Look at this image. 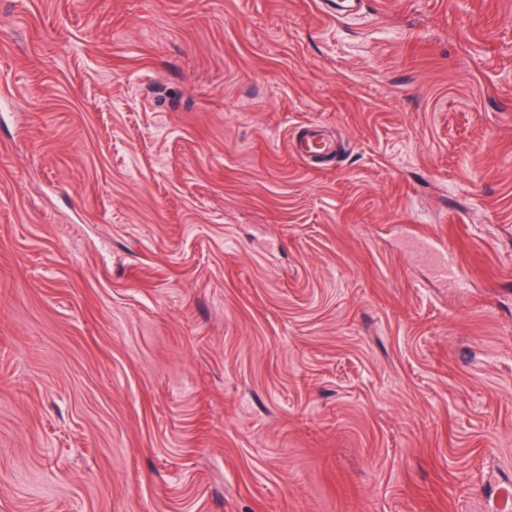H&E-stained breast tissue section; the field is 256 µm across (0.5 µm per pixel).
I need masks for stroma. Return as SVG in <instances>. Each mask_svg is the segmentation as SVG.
I'll return each mask as SVG.
<instances>
[{
  "label": "stroma",
  "instance_id": "obj_1",
  "mask_svg": "<svg viewBox=\"0 0 512 512\" xmlns=\"http://www.w3.org/2000/svg\"><path fill=\"white\" fill-rule=\"evenodd\" d=\"M1 89L0 512H512V0H0ZM293 152L302 160L315 157L329 158L337 152L334 141L327 139L318 129L307 130L291 137ZM422 235L430 239L417 238L418 242L423 244L426 249L428 264L433 275L440 280H447L448 274L460 278V274L448 265V253L444 249L445 246L429 234L422 233Z\"/></svg>",
  "mask_w": 512,
  "mask_h": 512
}]
</instances>
